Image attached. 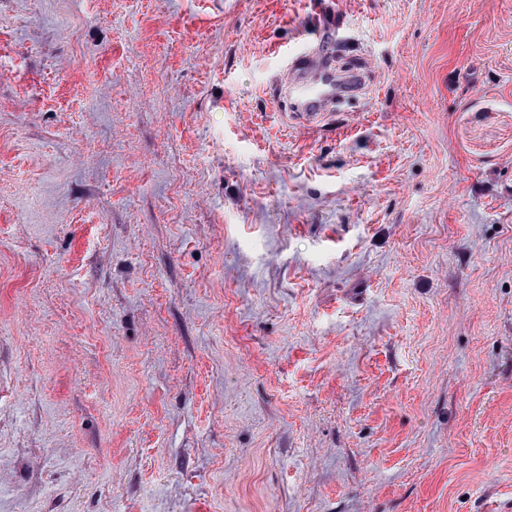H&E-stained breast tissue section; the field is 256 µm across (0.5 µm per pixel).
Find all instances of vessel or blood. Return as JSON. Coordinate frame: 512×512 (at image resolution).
<instances>
[{
  "label": "vessel or blood",
  "mask_w": 512,
  "mask_h": 512,
  "mask_svg": "<svg viewBox=\"0 0 512 512\" xmlns=\"http://www.w3.org/2000/svg\"><path fill=\"white\" fill-rule=\"evenodd\" d=\"M291 74L281 86L294 119L317 121L334 111L349 81L337 76L321 49L308 46L291 57Z\"/></svg>",
  "instance_id": "vessel-or-blood-1"
}]
</instances>
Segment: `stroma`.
Masks as SVG:
<instances>
[{
	"label": "stroma",
	"instance_id": "stroma-1",
	"mask_svg": "<svg viewBox=\"0 0 512 512\" xmlns=\"http://www.w3.org/2000/svg\"><path fill=\"white\" fill-rule=\"evenodd\" d=\"M0 512H512V0H0ZM291 74L281 86L280 97L285 100L295 120L318 121L342 101L340 97L358 79L343 80L336 70L326 64L320 47L306 46L291 57Z\"/></svg>",
	"mask_w": 512,
	"mask_h": 512
}]
</instances>
